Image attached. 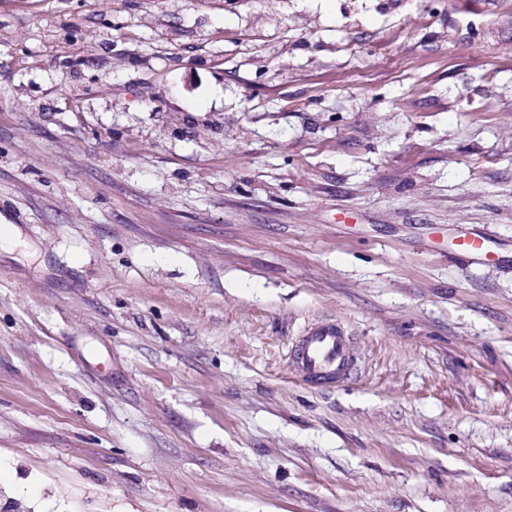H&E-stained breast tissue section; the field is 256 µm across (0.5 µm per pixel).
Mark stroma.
<instances>
[{
    "instance_id": "1",
    "label": "stroma",
    "mask_w": 512,
    "mask_h": 512,
    "mask_svg": "<svg viewBox=\"0 0 512 512\" xmlns=\"http://www.w3.org/2000/svg\"><path fill=\"white\" fill-rule=\"evenodd\" d=\"M0 224V504L512 512V0H0ZM298 365L314 378L325 379L352 367L345 336L333 326L310 328L298 344Z\"/></svg>"
}]
</instances>
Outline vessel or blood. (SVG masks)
<instances>
[{"mask_svg": "<svg viewBox=\"0 0 512 512\" xmlns=\"http://www.w3.org/2000/svg\"><path fill=\"white\" fill-rule=\"evenodd\" d=\"M298 365L318 379L349 370L352 362L344 336L333 326L310 328L299 340Z\"/></svg>", "mask_w": 512, "mask_h": 512, "instance_id": "1", "label": "vessel or blood"}]
</instances>
